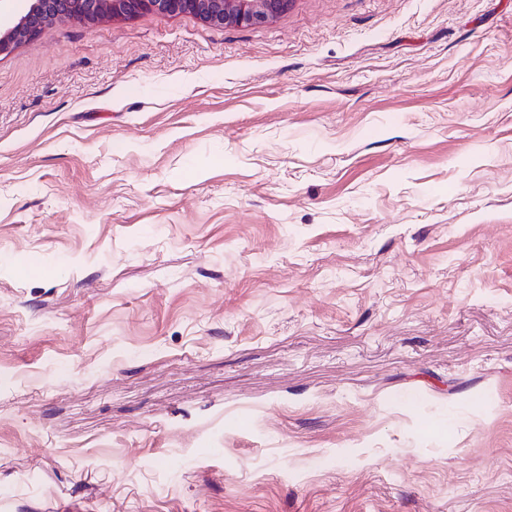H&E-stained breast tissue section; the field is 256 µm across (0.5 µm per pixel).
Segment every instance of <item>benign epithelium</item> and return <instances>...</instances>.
Wrapping results in <instances>:
<instances>
[{"label":"benign epithelium","instance_id":"benign-epithelium-1","mask_svg":"<svg viewBox=\"0 0 512 512\" xmlns=\"http://www.w3.org/2000/svg\"><path fill=\"white\" fill-rule=\"evenodd\" d=\"M292 0H30L28 11L0 25V56L31 40L46 19L84 25L105 18L132 19L144 13L192 15L215 26H250L272 21L288 11Z\"/></svg>","mask_w":512,"mask_h":512}]
</instances>
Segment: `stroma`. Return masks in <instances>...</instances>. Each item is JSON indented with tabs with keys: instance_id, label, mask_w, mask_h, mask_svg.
Returning a JSON list of instances; mask_svg holds the SVG:
<instances>
[{
	"instance_id": "stroma-1",
	"label": "stroma",
	"mask_w": 512,
	"mask_h": 512,
	"mask_svg": "<svg viewBox=\"0 0 512 512\" xmlns=\"http://www.w3.org/2000/svg\"><path fill=\"white\" fill-rule=\"evenodd\" d=\"M0 512H512V0L0 57Z\"/></svg>"
}]
</instances>
